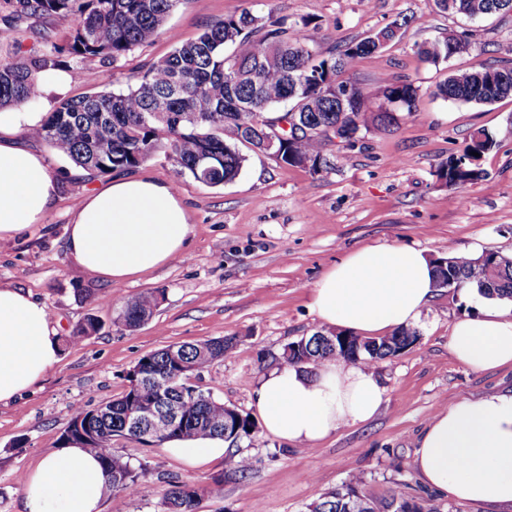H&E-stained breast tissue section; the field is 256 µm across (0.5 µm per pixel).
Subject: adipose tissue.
I'll list each match as a JSON object with an SVG mask.
<instances>
[{
	"label": "adipose tissue",
	"mask_w": 512,
	"mask_h": 512,
	"mask_svg": "<svg viewBox=\"0 0 512 512\" xmlns=\"http://www.w3.org/2000/svg\"><path fill=\"white\" fill-rule=\"evenodd\" d=\"M41 121V113L20 106L0 118V240L42 223L58 195L59 176L44 155L14 141L18 126ZM189 230V213L170 184L122 177L80 200L66 251L89 275L121 285L180 256ZM435 291L433 265L422 250L368 246L323 274L310 306L327 327L381 337L414 326ZM450 349L476 371L512 367V317L482 303L454 324ZM59 356L47 308L22 289L0 287V403L35 385ZM384 396L372 369L335 359L316 368H274L253 390L266 431L300 446L369 421ZM414 464L436 492L493 512L512 508V391L441 407L422 429ZM106 484L99 459L71 445L24 476V510L100 512Z\"/></svg>",
	"instance_id": "1"
}]
</instances>
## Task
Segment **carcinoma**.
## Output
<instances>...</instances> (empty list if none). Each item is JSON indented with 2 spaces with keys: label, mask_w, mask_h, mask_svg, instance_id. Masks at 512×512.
Listing matches in <instances>:
<instances>
[{
  "label": "carcinoma",
  "mask_w": 512,
  "mask_h": 512,
  "mask_svg": "<svg viewBox=\"0 0 512 512\" xmlns=\"http://www.w3.org/2000/svg\"><path fill=\"white\" fill-rule=\"evenodd\" d=\"M179 0H0L17 16L71 21L59 44L47 32L40 34L46 50L27 59L0 60V108L37 99L40 90L34 74L61 65V58L94 59L111 63L152 41ZM439 10L470 17L512 12V0H435ZM312 21L268 18L243 12L208 25L194 40L182 42L125 90L108 89L109 82L91 72L88 81L97 91L61 102L37 128L55 153L82 169L99 174L125 172L139 167L162 151L178 175H188L220 186L240 174L246 162L241 147L261 151L262 134L271 120L286 113L307 128L303 136L287 142L278 163L298 166L318 175L330 168L324 156L326 142L337 139L352 145L360 130H382L397 121L392 108L412 111L417 90L412 83L386 79L376 90L360 88L342 75L356 61L385 49L400 37V25L389 24L357 43L341 49L312 50ZM468 36L450 33L444 39L418 46L424 60L437 63L466 52ZM350 92L344 112L336 111V94ZM437 95L446 101L492 104L512 97V66L487 67L451 74L439 85ZM390 109L374 112L375 100ZM163 112L161 119L149 117ZM495 146L494 137L479 130L465 142L459 155L440 165L437 176L451 186L475 183L484 177L481 157ZM436 287L458 291L472 283L487 299H512V258L486 251L477 258L448 253L434 260ZM157 297L142 294L128 300L115 323L128 330L149 320ZM99 321L89 317L76 326L68 341L96 334ZM418 332L400 329L380 342L334 348L318 342L297 340L287 345L282 359L289 364L317 365L344 358L358 364L394 357L411 346ZM235 338L219 337L180 346L181 359L200 375L221 362L234 349ZM149 378L127 375L123 394L108 402L110 412L93 409L74 412L66 430L81 418L94 427V435L74 442L96 454L107 476V492L132 496L145 474L112 451V438L123 436L142 441L125 428V410L157 395L160 383L179 370L168 351L147 354L137 361ZM195 395H174L185 427L177 428L168 441L222 438L234 444L253 436L256 424L240 414L224 418V403L194 388ZM199 491L186 483L168 490L166 512H196ZM423 512L416 500L394 494L389 499L360 496L345 484L328 493L311 512Z\"/></svg>",
  "instance_id": "obj_1"
}]
</instances>
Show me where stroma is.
Segmentation results:
<instances>
[{
	"instance_id": "obj_1",
	"label": "stroma",
	"mask_w": 512,
	"mask_h": 512,
	"mask_svg": "<svg viewBox=\"0 0 512 512\" xmlns=\"http://www.w3.org/2000/svg\"><path fill=\"white\" fill-rule=\"evenodd\" d=\"M248 11L273 19L307 17L314 42L326 48L355 43L392 22L403 35L386 50L364 56L349 72L351 83L378 87L387 77L418 89L413 111L402 113L386 132L359 133L354 145L329 142L327 172L284 166L262 153H248L240 176L211 187L176 178L163 153L136 172L171 183L190 216L182 256L119 288L95 280L69 257L65 242L78 200L109 182L48 151L61 174L59 195L43 223L0 241V286L19 287L44 304L62 338L60 360L31 389L0 405V512H23L20 478L49 454L74 411L119 397L126 374L145 354L172 345L232 336V354L205 370L194 383L215 400L254 415L258 380L280 366L285 346L323 331L310 295L324 272L365 246L407 245L436 258L454 252L473 257L493 250L512 257V98L491 105L453 103L436 97L449 74L512 63V13L470 19L439 12L434 0H180L161 32L109 65L111 90L126 88L129 76L145 73L168 56L176 41L195 39L206 25ZM0 9V54L21 45L39 48L38 34L63 40L66 22L7 21ZM469 36L467 53L430 63L416 52L426 39L448 33ZM96 59H71L63 93H41L32 112H51L64 100L91 93L88 69ZM486 130L496 140L480 164L484 176L466 186H449L437 169L456 156L470 135ZM155 293L153 316L133 331L115 324L126 301ZM111 305H103L104 297ZM477 299L436 290L416 329L417 340L397 356L374 361L385 388L377 414L367 423L345 425L326 439L297 448L265 430L233 446L247 456L246 476L232 473L227 458L189 465L168 446H151L117 436L116 455L146 474L132 496H105L102 512H165L172 483L201 489L197 512H310L326 493L353 484L368 498L400 493L429 512H486L484 506L435 494L414 468L416 439L444 404L512 390V368L475 371L452 356L455 321L475 311ZM96 317L101 330L68 343L74 328ZM223 478L224 492L207 489Z\"/></svg>"
}]
</instances>
